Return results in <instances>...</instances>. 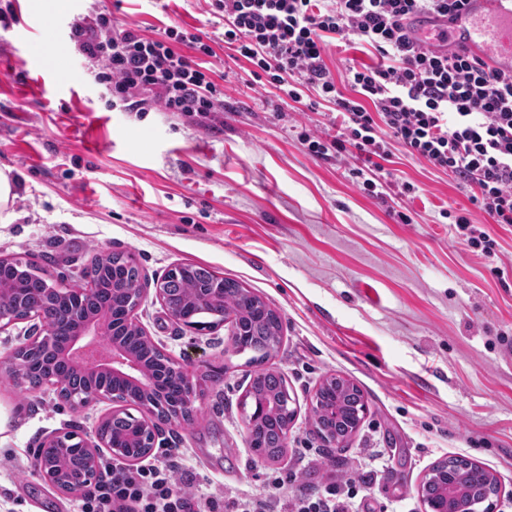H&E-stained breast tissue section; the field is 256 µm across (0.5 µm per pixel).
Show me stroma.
I'll return each mask as SVG.
<instances>
[{"mask_svg": "<svg viewBox=\"0 0 512 512\" xmlns=\"http://www.w3.org/2000/svg\"><path fill=\"white\" fill-rule=\"evenodd\" d=\"M98 12L153 36L169 25L216 35L214 80L223 124L113 105L94 65L69 38L75 16ZM209 0H0V168L16 179V220L0 224V255L33 261L60 284L86 282L100 251L132 257L148 295L138 324L199 381L191 421L162 425L154 458L183 453L203 490L238 496L283 479L285 493L355 484L357 512H423L419 487L435 462L485 466L512 512V225L490 224L447 174L395 147L389 183L414 184L403 224L364 194L351 156L319 158L302 128L334 133L328 108L285 120L221 39ZM58 46L66 83L36 82L21 46ZM487 224L496 254L461 243L442 210ZM196 264L242 281L281 317L266 366L280 372L298 415L277 462L250 445L241 400L255 369L225 329L194 334L155 299L158 278ZM339 375L364 392L367 413L346 447L318 437L313 399ZM110 408L74 409L52 386L0 371V512H76L74 495L40 480L36 450L65 428L95 438Z\"/></svg>", "mask_w": 512, "mask_h": 512, "instance_id": "obj_1", "label": "stroma"}]
</instances>
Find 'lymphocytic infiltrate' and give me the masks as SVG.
Masks as SVG:
<instances>
[{
    "label": "lymphocytic infiltrate",
    "instance_id": "1",
    "mask_svg": "<svg viewBox=\"0 0 512 512\" xmlns=\"http://www.w3.org/2000/svg\"><path fill=\"white\" fill-rule=\"evenodd\" d=\"M463 0H212L224 20V42L280 97L316 110L334 105L337 137L301 131L309 154L325 158L354 148L363 192L382 196L377 175L393 145L453 177L497 224H512V71H492L478 56L416 49L413 19L453 15ZM77 51L97 63V82L131 112L162 110L195 119L224 109V90L203 66L212 38L169 26L152 37L111 14L70 25ZM367 45L372 63L350 66L339 88L325 58L330 46ZM272 489L223 499L203 493L192 473L167 459L127 469L106 468L102 481L80 490L79 512H350L341 487L308 495Z\"/></svg>",
    "mask_w": 512,
    "mask_h": 512
}]
</instances>
